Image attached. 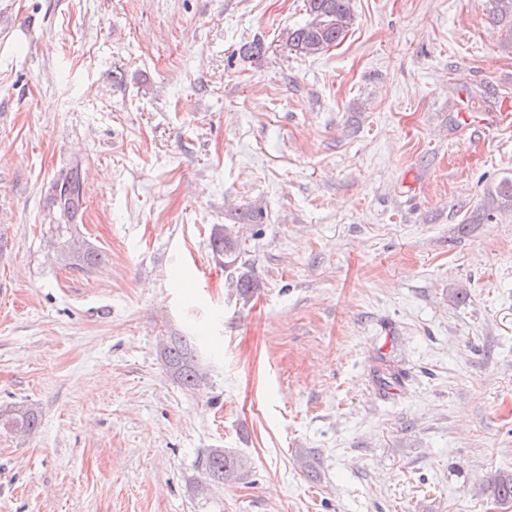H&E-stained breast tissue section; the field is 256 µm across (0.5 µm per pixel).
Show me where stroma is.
<instances>
[{
  "label": "stroma",
  "mask_w": 512,
  "mask_h": 512,
  "mask_svg": "<svg viewBox=\"0 0 512 512\" xmlns=\"http://www.w3.org/2000/svg\"><path fill=\"white\" fill-rule=\"evenodd\" d=\"M486 5L351 0L304 56L303 0H0V409L42 415L0 429V512H512V209L471 221L512 170ZM76 162L90 272L51 191ZM246 207L248 301L209 246ZM211 448L240 480L200 489ZM351 0H304L308 19L283 32L290 51L302 55L321 54L340 44L354 22ZM62 257L68 261L69 265L85 271L94 269L104 259L102 253L96 249L84 245L77 246L75 242L67 244ZM159 356L172 377L185 389H195L207 381V372L186 336H169L160 344ZM39 411L31 405H17L0 410V425L14 432H32L40 425Z\"/></svg>",
  "instance_id": "obj_1"
}]
</instances>
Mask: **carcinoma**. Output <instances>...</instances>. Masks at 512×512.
I'll return each mask as SVG.
<instances>
[{
    "mask_svg": "<svg viewBox=\"0 0 512 512\" xmlns=\"http://www.w3.org/2000/svg\"><path fill=\"white\" fill-rule=\"evenodd\" d=\"M351 0H304L308 19L301 25L283 32L282 41L289 50L302 55L321 54L340 44L354 22ZM489 17L492 22L507 27L512 37V0H488ZM54 201L61 215L75 220L82 211L86 195L85 178L79 164L61 173L53 184ZM512 209V173L507 172L490 183L485 192L484 203L475 216L477 222H491L499 210ZM259 212L252 209L238 213L237 223L218 224L210 236L213 255L224 260V266L238 270L235 289L238 296L248 300L261 288L259 281L242 262L243 226L257 223ZM62 257L68 264L90 271L103 261L102 253L96 249L67 244ZM159 356L172 377L185 389L191 390L207 381V372L201 366L194 345L185 336H170L160 344ZM40 425L39 411L31 405H17L0 410V426L14 432H32ZM205 479L218 483H231L240 476L244 462L222 448L210 449L201 463ZM493 495L501 501L512 500V471L499 473L491 483Z\"/></svg>",
    "mask_w": 512,
    "mask_h": 512,
    "instance_id": "obj_1",
    "label": "carcinoma"
}]
</instances>
